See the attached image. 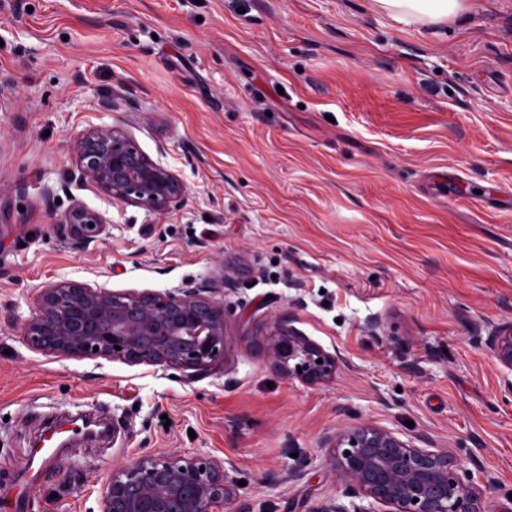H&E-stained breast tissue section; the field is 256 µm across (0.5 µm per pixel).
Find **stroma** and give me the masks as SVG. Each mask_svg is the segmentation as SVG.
Instances as JSON below:
<instances>
[{"mask_svg":"<svg viewBox=\"0 0 512 512\" xmlns=\"http://www.w3.org/2000/svg\"><path fill=\"white\" fill-rule=\"evenodd\" d=\"M469 2L418 27L372 0H0V495L37 462L27 512H100L108 468L151 451L223 460L224 512L366 508L324 441L367 422L512 512V371L486 346L512 321V0ZM112 126L183 181L166 223L82 181L74 141ZM76 203L107 222L82 249L53 230ZM58 281L221 289L224 362L35 351L21 324ZM280 315L340 354L334 380L269 360ZM79 408L125 440L36 452Z\"/></svg>","mask_w":512,"mask_h":512,"instance_id":"35a3bbf8","label":"stroma"}]
</instances>
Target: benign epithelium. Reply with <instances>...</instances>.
<instances>
[{
	"label": "benign epithelium",
	"mask_w": 512,
	"mask_h": 512,
	"mask_svg": "<svg viewBox=\"0 0 512 512\" xmlns=\"http://www.w3.org/2000/svg\"><path fill=\"white\" fill-rule=\"evenodd\" d=\"M83 178L105 195L138 205L164 221L185 198L171 170L154 162L124 130L93 129L73 145ZM103 216L76 203L57 234L81 249L105 231ZM215 289L115 292L76 281L48 282L34 297L21 334L33 349L58 358H109L160 365L205 377L224 362L227 309ZM282 315L265 331L269 358L307 385L333 380L342 358L325 351ZM98 350H93V347ZM496 360L512 371V322L488 337ZM335 477L384 512H484L478 495L457 474L448 451H429L370 424L325 440ZM233 494L224 461L203 456L144 453L110 470L101 512H224Z\"/></svg>",
	"instance_id": "obj_1"
}]
</instances>
